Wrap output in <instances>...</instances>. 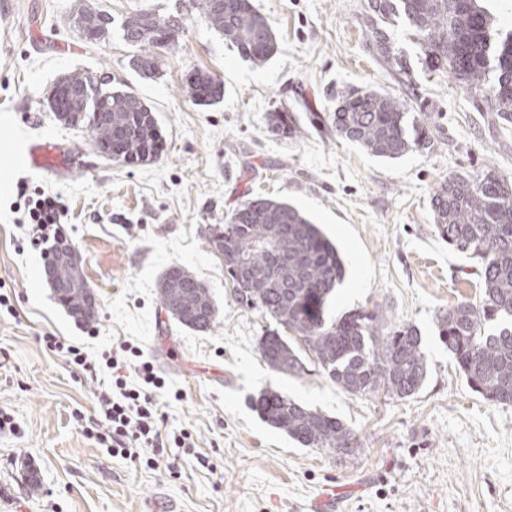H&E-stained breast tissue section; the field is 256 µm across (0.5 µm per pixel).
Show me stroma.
<instances>
[{"label":"stroma","instance_id":"obj_1","mask_svg":"<svg viewBox=\"0 0 512 512\" xmlns=\"http://www.w3.org/2000/svg\"><path fill=\"white\" fill-rule=\"evenodd\" d=\"M181 0H0V155L28 143L67 144L76 162L60 173L0 168V512H305L335 487L342 512H512V406L474 393L440 341L438 315L482 295L478 263L438 235L430 199L448 177L493 169L512 180V124L441 73L428 72L405 24L393 42L413 67L399 84L366 46L367 0H253L272 26L277 54L242 60L197 11H188L177 53L162 52L141 77L121 23L138 11L175 13ZM112 16V33L86 44L70 18L80 5ZM203 69L223 99L199 106L184 87ZM86 72L148 105L162 137L147 164L96 156L85 133L61 124L47 101L55 82ZM376 90L405 100L433 145L387 160L336 138L324 118L337 90ZM291 113L294 137L273 134L266 115ZM60 195L67 238L83 257L98 303L93 324L72 318L27 245L18 185ZM257 196L296 206L343 255L347 275L329 319L380 307L386 327L422 336L427 378L414 396L351 395L313 355L297 376L270 369L257 339L267 324L240 307L220 256L201 236ZM178 265L208 288L217 322L206 332L165 312L157 283ZM51 333L93 356L136 346L165 379L163 432L188 431L193 448H164L151 464L112 455L83 430L101 417L111 373L91 374L45 349ZM267 389L340 419L355 434L348 457L305 448L264 422L251 401ZM210 468H203L201 458Z\"/></svg>","mask_w":512,"mask_h":512}]
</instances>
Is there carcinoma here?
I'll list each match as a JSON object with an SVG mask.
<instances>
[{"label": "carcinoma", "mask_w": 512, "mask_h": 512, "mask_svg": "<svg viewBox=\"0 0 512 512\" xmlns=\"http://www.w3.org/2000/svg\"><path fill=\"white\" fill-rule=\"evenodd\" d=\"M190 0L224 42L255 66L278 52V41L252 0ZM369 49L404 85L412 81L407 61L394 53L388 26L402 18L414 31L425 66L441 72L483 98L487 111L512 124V34L493 43L490 16L476 0H368ZM85 42L95 45L110 35L112 17L104 11L80 9ZM176 15L147 11L127 17L123 37L141 47L172 50ZM159 56L151 50L133 60L144 78L154 76ZM88 75L77 72L57 82L50 108L73 113L72 125L89 133L99 156L129 163L154 159L159 131L153 112L134 93L107 87L102 81L87 90L74 106L65 94L81 88ZM191 97L210 106L224 96V85L197 70L190 80ZM401 99L377 91L344 89L336 93V110L329 115L336 136L369 154L399 159L432 146L429 128L408 126ZM270 129L294 133L286 112L267 114ZM439 236L462 253L480 258L483 295L479 302L460 301L437 320L440 339L453 355L468 386L484 400L512 405V326L495 332L488 323L512 320V182L489 170L480 176L446 179L431 199ZM202 236L210 251L223 247L224 269L234 285L237 304L257 310L269 326L257 341L261 358L272 369L289 375L304 371V363L289 343L283 326L298 334L318 359L326 376L352 395L377 394L406 399L423 386L426 358L421 336L410 325L388 331L381 310L365 308L327 321L326 309L347 270L344 259L319 225L294 205L271 198L241 203L225 224H207ZM274 242L276 253L270 252ZM81 256L70 250L66 274L75 286L57 294L58 301L84 323L95 320L88 289L80 272ZM161 303L183 326L204 332L213 327L215 308L208 288L174 265L158 282ZM258 415L305 448L331 456L356 451L354 432L339 419L310 409L279 391L268 389L252 399Z\"/></svg>", "instance_id": "1"}]
</instances>
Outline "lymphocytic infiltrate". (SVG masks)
<instances>
[{
	"label": "lymphocytic infiltrate",
	"mask_w": 512,
	"mask_h": 512,
	"mask_svg": "<svg viewBox=\"0 0 512 512\" xmlns=\"http://www.w3.org/2000/svg\"><path fill=\"white\" fill-rule=\"evenodd\" d=\"M18 195L24 200L22 223L26 228L25 240L30 247L40 249L63 237L64 206L59 196L43 192L31 196L23 187L19 188ZM42 342L50 351L66 353L71 362L84 371H94L101 361L111 369L112 389L101 392L98 397L107 422L97 435L100 444L133 463L140 461L144 449L162 447L163 419L155 393L164 388L165 381L150 362L131 364V345H122L118 352L99 360L51 334L44 335ZM130 368L135 371L137 383L127 381L126 371Z\"/></svg>",
	"instance_id": "1"
}]
</instances>
